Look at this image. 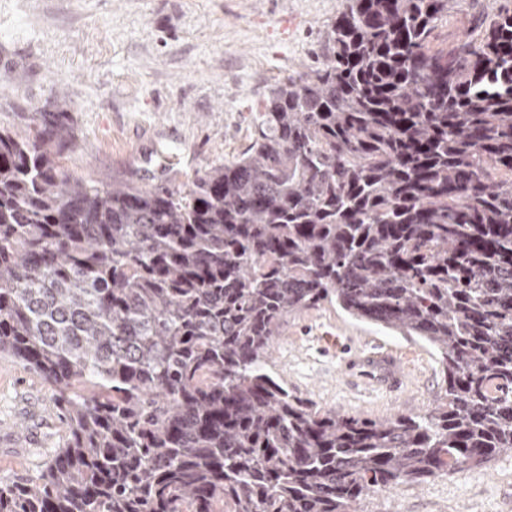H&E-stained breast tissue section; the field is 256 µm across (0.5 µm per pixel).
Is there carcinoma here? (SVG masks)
I'll use <instances>...</instances> for the list:
<instances>
[{
	"label": "carcinoma",
	"mask_w": 512,
	"mask_h": 512,
	"mask_svg": "<svg viewBox=\"0 0 512 512\" xmlns=\"http://www.w3.org/2000/svg\"><path fill=\"white\" fill-rule=\"evenodd\" d=\"M345 0L240 157L187 188L68 175L63 125L0 131V354L70 439L0 512H360L512 452V9ZM415 337L425 417L317 410L266 370L322 302ZM454 9L448 14V24L439 30L441 40L449 41L463 36L468 32L473 35L480 33V30L473 32V26L476 18L483 13L487 7L499 0H459Z\"/></svg>",
	"instance_id": "obj_1"
}]
</instances>
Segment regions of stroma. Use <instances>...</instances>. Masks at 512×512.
Instances as JSON below:
<instances>
[{"instance_id": "stroma-1", "label": "stroma", "mask_w": 512, "mask_h": 512, "mask_svg": "<svg viewBox=\"0 0 512 512\" xmlns=\"http://www.w3.org/2000/svg\"><path fill=\"white\" fill-rule=\"evenodd\" d=\"M344 0H0V130L34 135L44 116L72 133L75 178L181 187L248 149L270 88L308 70ZM402 353L405 380L368 396L340 369L347 351ZM268 369L320 410L427 414L440 366L421 341L323 304L288 318ZM41 377L0 356V481L32 479L68 436ZM362 512H512V453L421 484L372 490Z\"/></svg>"}]
</instances>
